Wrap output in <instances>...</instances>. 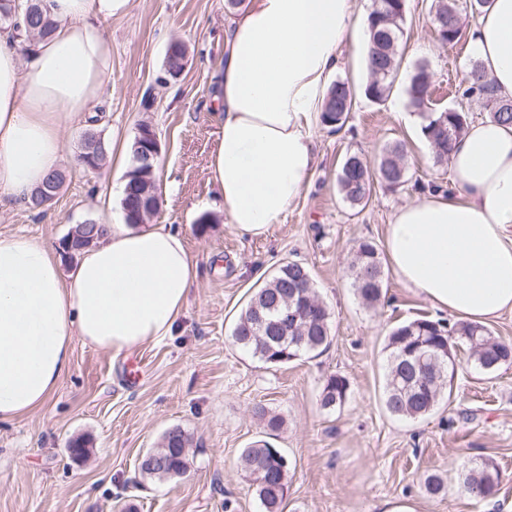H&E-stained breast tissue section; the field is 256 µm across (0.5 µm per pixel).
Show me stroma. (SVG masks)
Instances as JSON below:
<instances>
[{"instance_id":"obj_1","label":"stroma","mask_w":512,"mask_h":512,"mask_svg":"<svg viewBox=\"0 0 512 512\" xmlns=\"http://www.w3.org/2000/svg\"><path fill=\"white\" fill-rule=\"evenodd\" d=\"M433 0H406L399 41V74L386 101L361 90L369 73L359 39L340 49L338 79L357 89L342 129L316 126L317 164L308 187L279 224L260 237L236 232L210 180L208 158L220 136L213 85L224 58L226 0H133L112 20L111 69L103 82L96 129L110 145L106 165L85 171L77 163L84 123L63 136L65 182L44 209L0 200V235H20L58 246L86 219L120 224L121 158L141 124L162 147L157 171L162 204L150 226L178 231L197 262L186 308L163 340L118 355L75 339L71 364L39 409L0 422V512H261L239 452L263 439L252 408L262 403L284 416L273 446L292 463L284 512H512V365L494 372L459 359L450 398L424 420L391 415L384 405L387 336L422 316L455 317L386 273L387 293L362 305L348 271L355 241L383 244L394 211L419 197L415 182L447 184V164L423 141L422 115L407 95L417 67L433 76L430 109L456 107V88L476 58L467 38L441 45L432 25ZM188 48L178 78L160 84L168 46ZM405 148L410 181L376 187L366 206L346 203L337 187L350 152L376 160L389 145ZM306 266L332 312L334 339L316 357L283 366L259 361L235 345L232 329L257 286L282 262ZM142 362L138 384L130 365ZM345 376V403L327 412L318 404L324 380ZM193 438L187 473L165 481L141 475V456L166 430ZM88 441L74 458L71 439ZM493 459L502 474L498 495L475 502L459 477L462 464ZM442 474L448 493L428 497L424 472Z\"/></svg>"}]
</instances>
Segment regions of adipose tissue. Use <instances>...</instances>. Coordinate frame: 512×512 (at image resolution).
Listing matches in <instances>:
<instances>
[{
  "mask_svg": "<svg viewBox=\"0 0 512 512\" xmlns=\"http://www.w3.org/2000/svg\"><path fill=\"white\" fill-rule=\"evenodd\" d=\"M44 3L56 27L29 54L0 31V194L18 201L60 170L64 129L93 116L112 59L107 24L133 0ZM367 25L355 0H248L231 17L208 169L238 233L266 234L308 186L338 51ZM469 36L496 94L512 99V0H493ZM448 166V187L394 211L385 252L401 284L481 324L512 312V126L470 124ZM196 277L183 237L162 226L111 225L67 277L46 244L0 237V421L48 400L74 337L116 355L163 339Z\"/></svg>",
  "mask_w": 512,
  "mask_h": 512,
  "instance_id": "obj_1",
  "label": "adipose tissue"
}]
</instances>
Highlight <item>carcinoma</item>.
<instances>
[{
	"mask_svg": "<svg viewBox=\"0 0 512 512\" xmlns=\"http://www.w3.org/2000/svg\"><path fill=\"white\" fill-rule=\"evenodd\" d=\"M369 14V76L363 89L366 99L382 102L390 94L401 57L399 40L403 35L406 5L399 8L389 0H375ZM34 10L25 14L24 40L42 38L48 35L54 21L47 14L43 0H33ZM434 25L438 41L453 45L460 38V30L451 28L442 31L441 23L460 10L459 0H435ZM186 49L171 57H165V78H176L183 71ZM471 77L459 84L457 95L460 100L477 98L487 110L488 118L512 125V107L497 108L502 99L494 94L486 75L475 64L469 70ZM431 75L423 66L417 69L408 86L411 103L422 109L430 97ZM352 87L343 80L331 83L322 110V121L327 126L340 127L353 106ZM426 124L422 134L430 143L436 162L448 161L453 144L468 127L465 110L457 112H432L424 116ZM132 141L130 153L132 168L127 172L121 207L125 222L131 226L140 225L142 213L156 212L160 206L157 191V160L146 163ZM409 181L408 170L403 163V150L398 144L382 150L376 164L371 165L360 152L345 156L337 174L338 187L351 207L368 203L374 186L379 184L389 189ZM352 287L362 304L368 308L376 306L384 297V271L378 245L370 240L356 241L350 264ZM297 311L298 319L291 323L281 322V313L287 308ZM262 314L266 320L263 327L255 325V317ZM237 345L260 361L273 366L284 365L303 355L327 348L333 340L331 312L317 292L309 270L296 261L282 263L259 287L241 311L233 330ZM422 341L428 353L424 368L438 375V384L424 386L412 393L407 384L410 373L404 366L405 354L417 341ZM466 351L468 360L485 372H493L512 359V342L500 339L492 331L478 324L459 321L448 325L428 318L414 319L397 325L387 338L389 367L385 378L384 403L394 416L406 419H421L430 415L443 398L448 382V353L457 349ZM349 381L342 375L333 374L322 385L318 402L322 409L333 411L342 406L349 392ZM253 415L263 424L265 434L275 436L284 427V418L262 404L254 406ZM191 445V435L180 428L175 433L165 432L159 443V452L169 459L165 469H150L145 462H139L140 473L150 479L164 481L187 472L189 455L186 448ZM283 449L274 448L266 440H258L241 450V470L250 478L256 496L264 512H281V506L288 496L291 467L281 468L276 455ZM463 485L469 495L478 502L495 498L499 491L500 472L491 460L466 468L462 474ZM427 496L436 498L447 494L448 484L438 473H428L423 480Z\"/></svg>",
	"mask_w": 512,
	"mask_h": 512,
	"instance_id": "cac0c4a2",
	"label": "carcinoma"
}]
</instances>
